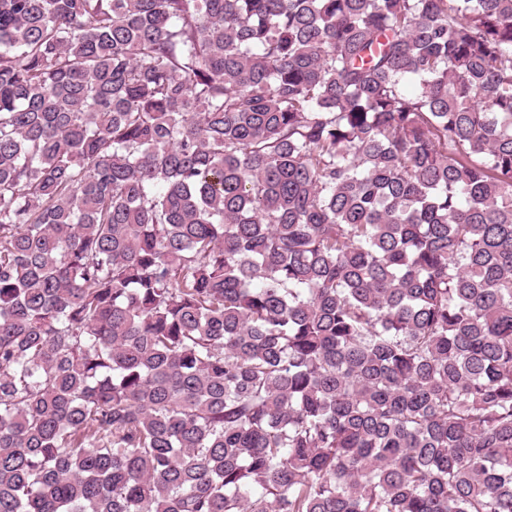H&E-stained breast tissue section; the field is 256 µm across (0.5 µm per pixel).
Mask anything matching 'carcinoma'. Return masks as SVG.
Wrapping results in <instances>:
<instances>
[{"label":"carcinoma","mask_w":512,"mask_h":512,"mask_svg":"<svg viewBox=\"0 0 512 512\" xmlns=\"http://www.w3.org/2000/svg\"><path fill=\"white\" fill-rule=\"evenodd\" d=\"M0 512H512V0H0Z\"/></svg>","instance_id":"carcinoma-1"}]
</instances>
